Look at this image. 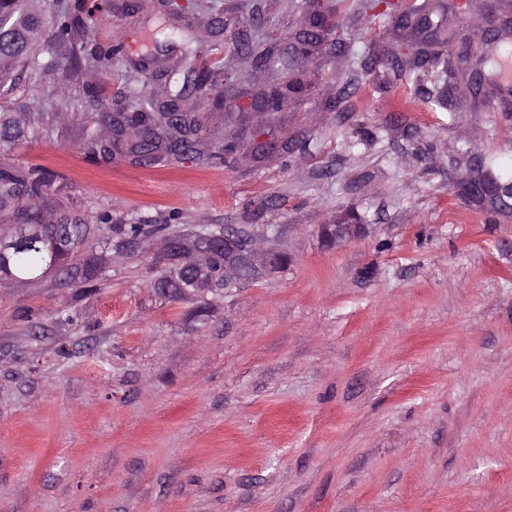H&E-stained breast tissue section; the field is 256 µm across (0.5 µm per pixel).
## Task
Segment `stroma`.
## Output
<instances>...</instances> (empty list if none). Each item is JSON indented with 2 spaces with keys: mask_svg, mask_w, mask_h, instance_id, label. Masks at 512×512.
<instances>
[{
  "mask_svg": "<svg viewBox=\"0 0 512 512\" xmlns=\"http://www.w3.org/2000/svg\"><path fill=\"white\" fill-rule=\"evenodd\" d=\"M77 1L112 64L73 85L52 138L7 158L56 174L88 223L243 225L291 262L202 317L154 290L159 234L114 261L93 245L92 290L61 270L0 284V512H512V213L456 191L466 156L512 168L494 90L414 65L366 0H327L334 35L294 64L307 0H195L168 21L149 0H61ZM400 2L427 32L486 36L487 0L453 23L448 0ZM276 34L275 65L258 64ZM69 53L47 29L12 107L53 111ZM288 75L302 90L255 111L252 91ZM143 89L195 106L193 153L88 158L82 127ZM222 133L236 147L199 160ZM346 210L368 234L326 244Z\"/></svg>",
  "mask_w": 512,
  "mask_h": 512,
  "instance_id": "obj_1",
  "label": "stroma"
}]
</instances>
